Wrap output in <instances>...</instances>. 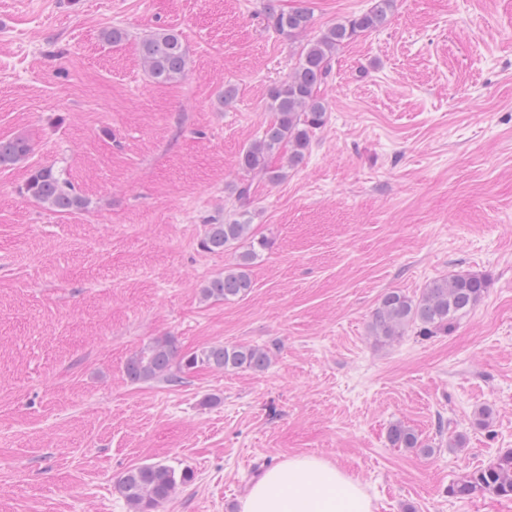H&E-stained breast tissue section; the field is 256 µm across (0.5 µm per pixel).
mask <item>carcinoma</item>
Segmentation results:
<instances>
[{"label": "carcinoma", "mask_w": 512, "mask_h": 512, "mask_svg": "<svg viewBox=\"0 0 512 512\" xmlns=\"http://www.w3.org/2000/svg\"><path fill=\"white\" fill-rule=\"evenodd\" d=\"M395 0H373L364 13L337 21L319 36L300 44L294 67L280 83L267 91L271 118L261 134L244 147L238 165L250 175L270 182L285 177V169L301 165L310 148L313 134L327 121V107L321 86L332 69L336 53L359 36L384 26L391 15ZM267 27L300 38L312 22L309 7L302 5L287 12L269 3L265 8ZM143 67L157 84H169L183 75L187 64V48L181 35L163 29L139 42ZM31 152L23 138L0 139V168L24 162ZM275 156L286 158V168L270 165ZM25 193L56 212H75L86 206L69 181L52 166L34 170L25 184ZM243 209L224 220L210 224L201 246L210 252L234 249L235 261L224 268V274L212 279L202 289L206 300L234 301L247 296L253 288L250 268L268 241L256 238L250 224V211L245 206L253 196V183L244 180L233 189ZM488 288V281L474 274H458L430 282L419 298L401 290L385 292L372 313L370 333L378 340L394 342L411 328L422 336L450 333ZM271 362L269 351L256 345L214 344L200 351L179 354L174 339H157L133 353L125 372L133 381H146L164 376L179 383L181 375L199 368L224 372L263 371ZM390 442L398 448H408L429 455L432 448L409 427L400 423L389 430ZM193 480L189 470L176 472L161 462L142 464L128 470L118 481V488L131 512H159L180 487ZM448 493L471 498L477 495L512 497V450H506L487 466L480 468L449 486Z\"/></svg>", "instance_id": "carcinoma-1"}]
</instances>
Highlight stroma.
Masks as SVG:
<instances>
[{
  "label": "stroma",
  "mask_w": 512,
  "mask_h": 512,
  "mask_svg": "<svg viewBox=\"0 0 512 512\" xmlns=\"http://www.w3.org/2000/svg\"><path fill=\"white\" fill-rule=\"evenodd\" d=\"M303 1L313 36L371 6H276ZM264 4L0 0V138L32 146L0 169V512H130L117 483L154 462L194 473L163 512H239L252 479L297 455L342 467L376 512H512L447 493L512 449V0H397L342 48L304 163L254 185L270 247L251 293L205 301L235 255L200 241L236 208L238 157L295 63ZM113 26L128 38L105 42ZM161 29L189 52L167 85L138 46ZM45 165L85 209L23 193ZM458 273L488 288L454 331L371 336L384 292ZM163 336L274 355L261 372L131 382L127 359ZM398 422L433 454L391 445Z\"/></svg>",
  "instance_id": "obj_1"
}]
</instances>
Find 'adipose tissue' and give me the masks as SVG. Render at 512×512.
I'll use <instances>...</instances> for the list:
<instances>
[{
  "label": "adipose tissue",
  "instance_id": "1",
  "mask_svg": "<svg viewBox=\"0 0 512 512\" xmlns=\"http://www.w3.org/2000/svg\"><path fill=\"white\" fill-rule=\"evenodd\" d=\"M362 483L317 455L271 467L249 488L240 512H374Z\"/></svg>",
  "mask_w": 512,
  "mask_h": 512
}]
</instances>
